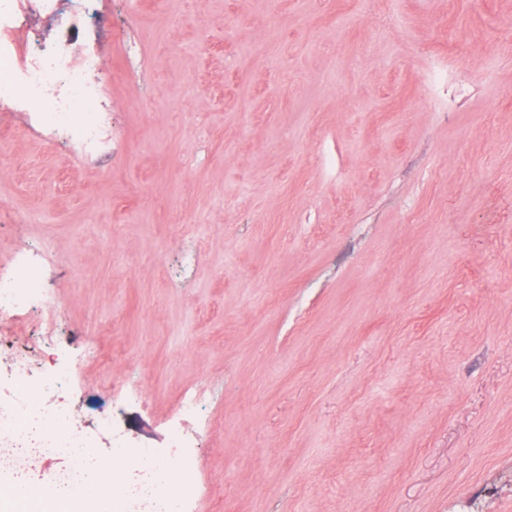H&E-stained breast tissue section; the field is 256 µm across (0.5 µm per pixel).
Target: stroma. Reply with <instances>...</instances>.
I'll return each mask as SVG.
<instances>
[{"instance_id":"35a3bbf8","label":"stroma","mask_w":512,"mask_h":512,"mask_svg":"<svg viewBox=\"0 0 512 512\" xmlns=\"http://www.w3.org/2000/svg\"><path fill=\"white\" fill-rule=\"evenodd\" d=\"M0 4L103 59L110 138L0 118L58 301L0 336L127 469L177 427L194 512H512V0Z\"/></svg>"}]
</instances>
